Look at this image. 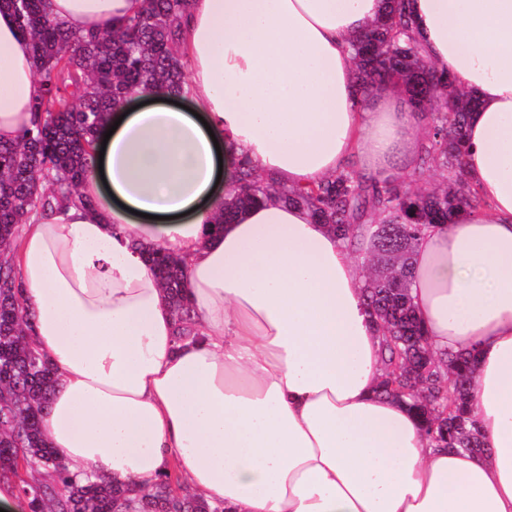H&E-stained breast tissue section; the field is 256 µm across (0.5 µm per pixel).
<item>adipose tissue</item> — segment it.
<instances>
[{"mask_svg":"<svg viewBox=\"0 0 512 512\" xmlns=\"http://www.w3.org/2000/svg\"><path fill=\"white\" fill-rule=\"evenodd\" d=\"M433 70L477 102L464 169L482 204L426 229L412 304L437 352L476 358L489 450L432 447L381 396V332L353 253L271 197L214 222L242 161L288 187L352 167L411 173L423 118L392 83L361 96L350 46L386 0H191L177 53L185 106L136 90L80 193L31 215L11 248L27 341L57 370L41 427L75 472L224 512H512V0H405ZM145 0H48L75 31ZM41 93L28 39L0 11V142ZM185 258L193 336L135 242Z\"/></svg>","mask_w":512,"mask_h":512,"instance_id":"ef3b65f1","label":"adipose tissue"}]
</instances>
